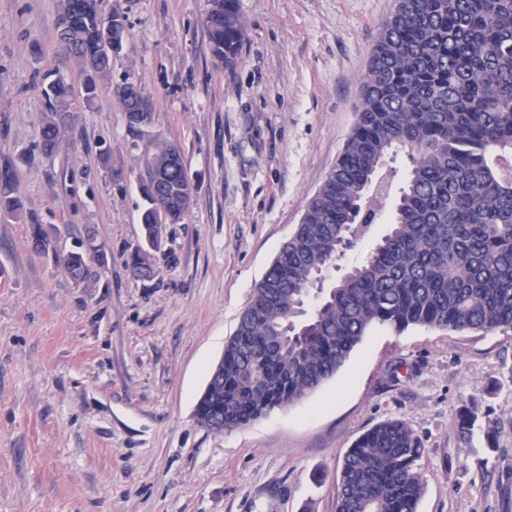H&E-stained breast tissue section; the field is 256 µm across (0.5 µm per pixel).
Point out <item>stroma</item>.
<instances>
[{
  "label": "stroma",
  "mask_w": 512,
  "mask_h": 512,
  "mask_svg": "<svg viewBox=\"0 0 512 512\" xmlns=\"http://www.w3.org/2000/svg\"><path fill=\"white\" fill-rule=\"evenodd\" d=\"M119 2L124 51L49 158L42 78L82 84L58 0H0V170L16 166L27 217L0 222V512H335L345 453L393 418L423 448L418 512H512V331L375 325L290 407L221 433L196 418L254 284L336 163L396 0H240L245 39L223 67L207 0ZM126 74L195 183L147 277L131 268L145 202L143 142L113 92ZM33 224L88 254L84 282L32 250Z\"/></svg>",
  "instance_id": "stroma-1"
}]
</instances>
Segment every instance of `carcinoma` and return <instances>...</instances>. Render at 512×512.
Listing matches in <instances>:
<instances>
[{"label": "carcinoma", "mask_w": 512, "mask_h": 512, "mask_svg": "<svg viewBox=\"0 0 512 512\" xmlns=\"http://www.w3.org/2000/svg\"><path fill=\"white\" fill-rule=\"evenodd\" d=\"M102 0H58L59 41L83 74L74 92L63 76L44 88L41 152L61 128L92 108L97 78L110 73L130 32L126 13ZM205 24L219 65L235 62L245 25L239 0H208ZM129 133L144 141L139 188L146 247L132 268H150L162 227L178 224L193 200V177L173 161L174 142L148 136L143 95L117 88ZM408 162L398 176L387 158ZM0 219L25 222L16 170L0 172ZM367 259L330 288L325 273L342 242L368 240ZM35 248L52 238L30 225ZM62 268L85 280L84 254ZM401 333L512 330V0H398L362 78L356 122L335 166L308 202L264 276L255 283L224 347L219 383L200 398L202 427L245 426L320 388L370 327ZM423 449L409 424L388 419L345 454L336 512H417L425 485Z\"/></svg>", "instance_id": "cac0c4a2"}]
</instances>
